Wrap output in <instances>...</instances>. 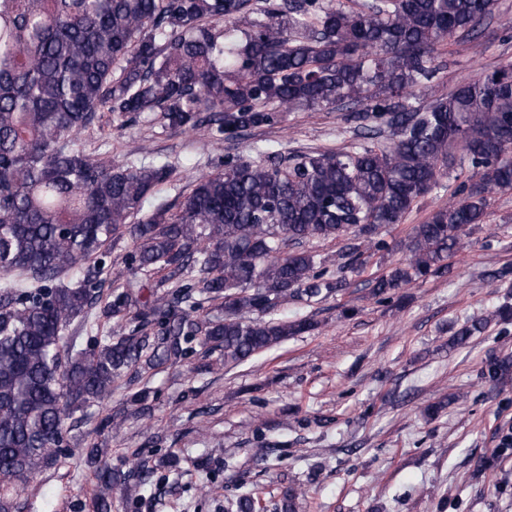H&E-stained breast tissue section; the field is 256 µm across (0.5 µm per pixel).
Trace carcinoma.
<instances>
[{
	"instance_id": "obj_1",
	"label": "carcinoma",
	"mask_w": 512,
	"mask_h": 512,
	"mask_svg": "<svg viewBox=\"0 0 512 512\" xmlns=\"http://www.w3.org/2000/svg\"><path fill=\"white\" fill-rule=\"evenodd\" d=\"M494 0H0V512L32 475L69 447L66 420L112 394L134 369L143 375L184 361L193 346L238 365L314 327L269 317L290 298L343 290L341 277L308 251L286 250L353 229L344 266L366 268L368 239L399 224L459 149L475 183L414 227L409 256L374 277L382 300L442 274L488 215L490 195L512 189V63L462 83L425 106L410 97L432 82L442 46L475 39ZM263 19L240 30L236 20ZM338 109L356 123L349 150L261 161L227 157L199 177L176 211L143 212L173 169L128 166L89 150L79 136L101 112L124 119L158 113L171 128L196 127L201 112L236 138L296 109ZM387 141L380 142V138ZM126 229L132 268L170 269L172 286L145 295L130 287L96 293L103 266L90 263ZM77 275V282L63 279ZM224 315L200 313L202 301ZM112 330L62 359L75 319ZM246 312L258 317L247 319ZM486 323L468 320L449 340L461 346ZM482 375L512 384V356ZM148 385L127 414L149 413ZM174 453L135 456L125 469H95L94 512H112L111 492L133 502L159 471L179 472ZM224 512H296L298 490L268 505L238 484Z\"/></svg>"
}]
</instances>
